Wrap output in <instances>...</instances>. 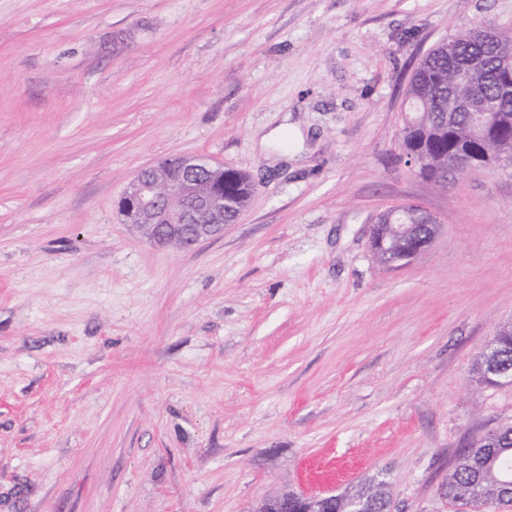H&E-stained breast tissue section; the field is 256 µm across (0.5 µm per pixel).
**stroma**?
Returning a JSON list of instances; mask_svg holds the SVG:
<instances>
[{"mask_svg": "<svg viewBox=\"0 0 512 512\" xmlns=\"http://www.w3.org/2000/svg\"><path fill=\"white\" fill-rule=\"evenodd\" d=\"M512 0H0V512H259L384 472L393 512L512 423V166L406 164L411 76ZM249 176L194 249L124 224L171 156ZM439 223L408 263L370 233ZM492 340L498 352V360L495 366L491 367L483 350L478 352L474 362L478 381L487 386L512 385V322L499 326Z\"/></svg>", "mask_w": 512, "mask_h": 512, "instance_id": "stroma-1", "label": "stroma"}]
</instances>
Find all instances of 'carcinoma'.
<instances>
[{
    "label": "carcinoma",
    "instance_id": "obj_1",
    "mask_svg": "<svg viewBox=\"0 0 512 512\" xmlns=\"http://www.w3.org/2000/svg\"><path fill=\"white\" fill-rule=\"evenodd\" d=\"M481 25L456 33L451 41L431 49L416 68L408 86L412 116L406 121L402 139L406 155L421 156L419 170L431 178L448 173V157L465 159L483 154H498L501 141L482 136L473 130L471 113L494 112L512 117V93L502 90L505 72L501 56L512 55V45L495 52L494 37L480 40ZM483 56L486 64L473 68L469 61ZM215 181L224 180V223L232 224L246 206L254 186L247 175L237 169H217ZM406 223L416 234L426 231L427 217L421 207L409 206ZM493 342L498 352L490 365L478 352L474 371L478 381L488 386L512 385V322L498 327ZM499 440L505 448L489 447L488 439L456 452L448 476L440 486L442 498L453 506L484 512L490 503L501 509L512 506V425L499 427ZM361 499L372 512H389L391 500L387 482L374 477L351 492L336 496V512H349L350 504Z\"/></svg>",
    "mask_w": 512,
    "mask_h": 512
}]
</instances>
